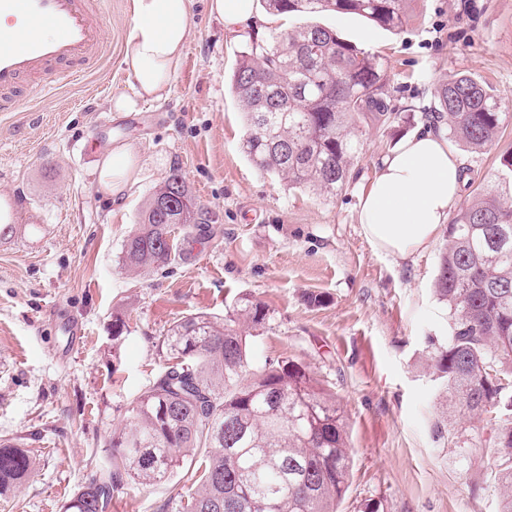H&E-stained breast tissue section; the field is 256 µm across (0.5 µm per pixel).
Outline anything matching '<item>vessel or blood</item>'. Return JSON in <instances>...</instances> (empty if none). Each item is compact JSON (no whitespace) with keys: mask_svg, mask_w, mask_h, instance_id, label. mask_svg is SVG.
Instances as JSON below:
<instances>
[{"mask_svg":"<svg viewBox=\"0 0 512 512\" xmlns=\"http://www.w3.org/2000/svg\"><path fill=\"white\" fill-rule=\"evenodd\" d=\"M105 0H0V112L17 111L104 54Z\"/></svg>","mask_w":512,"mask_h":512,"instance_id":"obj_1","label":"vessel or blood"}]
</instances>
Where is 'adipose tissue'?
<instances>
[{
  "instance_id": "ef3b65f1",
  "label": "adipose tissue",
  "mask_w": 512,
  "mask_h": 512,
  "mask_svg": "<svg viewBox=\"0 0 512 512\" xmlns=\"http://www.w3.org/2000/svg\"><path fill=\"white\" fill-rule=\"evenodd\" d=\"M133 32L124 62L136 96L112 99L116 112H134L141 99L160 98L190 36L188 0H131ZM136 156L117 144L101 162L109 197L125 190ZM461 159L444 135L421 130L385 156L359 200L364 238L379 252L405 261L431 247L460 198Z\"/></svg>"
}]
</instances>
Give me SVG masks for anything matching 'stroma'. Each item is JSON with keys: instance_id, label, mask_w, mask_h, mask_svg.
Instances as JSON below:
<instances>
[{"instance_id": "35a3bbf8", "label": "stroma", "mask_w": 512, "mask_h": 512, "mask_svg": "<svg viewBox=\"0 0 512 512\" xmlns=\"http://www.w3.org/2000/svg\"><path fill=\"white\" fill-rule=\"evenodd\" d=\"M191 35L164 97L112 113L114 96L134 95L123 63L134 23L131 0H109L107 55L72 83L17 112H0V197L14 228L0 236V444L15 442L34 462L0 512H60L104 467L105 438L166 365L159 341L190 313L224 316L240 296L270 314L253 346L257 362L279 355L305 366L336 397L350 432L352 469L340 512H499L491 477L490 429L454 413L435 438L439 385L425 358L451 320L433 291V246L401 261L373 249L358 201L380 158L432 119L437 83L460 73L488 82L509 114L495 145L460 156L469 183L461 214L493 185L512 153V0H409L407 20L389 32L354 15L321 25L387 62L390 104L404 123L362 133L349 185L335 198L289 188L240 149V102L229 78L250 38L288 27L256 0L239 32L190 0ZM111 116L110 129L98 119ZM132 146L137 170L120 202L98 185L99 160L113 142ZM179 167L202 221L175 225L179 254L136 274L122 249L140 211L171 167ZM321 296L318 304L307 295ZM126 329L114 338L112 323ZM81 321L71 344L63 319ZM468 433V464L456 440ZM186 476L150 488L126 486L107 512H178Z\"/></svg>"}]
</instances>
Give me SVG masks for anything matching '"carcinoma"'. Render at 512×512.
Returning a JSON list of instances; mask_svg holds the SVG:
<instances>
[{"mask_svg":"<svg viewBox=\"0 0 512 512\" xmlns=\"http://www.w3.org/2000/svg\"><path fill=\"white\" fill-rule=\"evenodd\" d=\"M262 2L297 23L240 52L231 89L244 109L242 152L290 187L333 198L362 150L360 128L385 130L403 116L389 106L384 59L316 18L352 14L395 31L407 0ZM434 102L448 139L470 152L490 147L507 118L500 96L466 74L435 85ZM501 165L495 184L449 225L435 293L448 305L451 333L430 367L441 394L435 433L450 410L484 417L499 512H512V155ZM198 219L180 170L170 169L124 245L123 268L172 263L174 226ZM267 319L266 308L243 295L222 319L194 313L174 322L161 341L167 366L130 403L127 424L108 436L111 463L62 512H106L125 485L164 482L198 448L207 454L188 478L183 512H338L351 470L342 412L302 364L255 363L249 339ZM32 467L27 450L1 447L0 496Z\"/></svg>","mask_w":512,"mask_h":512,"instance_id":"cac0c4a2","label":"carcinoma"}]
</instances>
